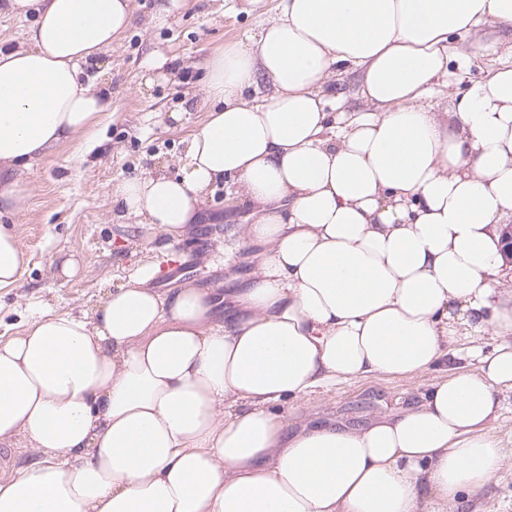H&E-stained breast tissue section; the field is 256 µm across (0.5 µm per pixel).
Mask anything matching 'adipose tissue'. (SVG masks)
Wrapping results in <instances>:
<instances>
[{"label": "adipose tissue", "instance_id": "1", "mask_svg": "<svg viewBox=\"0 0 512 512\" xmlns=\"http://www.w3.org/2000/svg\"><path fill=\"white\" fill-rule=\"evenodd\" d=\"M35 14L0 50V216L32 163L89 130L111 102L85 68L132 19L131 0H0ZM512 28V0H280L255 46L213 57L212 103L178 171L117 183L123 217L183 239L225 184L255 207L262 250L226 294L131 274L88 315L26 308L0 340V512H456L507 454L491 424L512 388V343L472 349L459 329L512 334L496 276L512 222V67L429 102L468 54ZM361 75L362 112L325 88ZM268 81L271 94L248 101ZM26 266L0 223V289ZM441 376L366 426L288 424L296 401L371 377Z\"/></svg>", "mask_w": 512, "mask_h": 512}]
</instances>
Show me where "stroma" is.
Segmentation results:
<instances>
[{"mask_svg": "<svg viewBox=\"0 0 512 512\" xmlns=\"http://www.w3.org/2000/svg\"><path fill=\"white\" fill-rule=\"evenodd\" d=\"M132 5L129 27L102 53L101 65L89 68L97 88L112 95L111 112L96 126L100 146L90 156L75 139L34 163L23 209L4 218L29 263L19 287L0 290L2 337L23 331L27 303L47 299L60 315L93 310L145 263L157 269L150 285L161 291L189 280L231 288L256 263L257 247L218 250L225 234L252 212L251 206L229 200L226 189L217 188L195 232L163 249L150 228L124 227L113 217L111 188L145 168L175 172L190 135L207 118L202 90L207 63L228 46L257 42L264 18L276 13L279 0H264L259 9L250 0H132ZM154 53L173 67L166 79L149 84L145 61ZM68 257L77 262V274H53ZM186 259L191 273L170 271L171 263ZM436 377L432 371L413 379L348 382L307 398L290 421L296 426L328 419L364 424L395 410L397 397H416Z\"/></svg>", "mask_w": 512, "mask_h": 512, "instance_id": "1", "label": "stroma"}]
</instances>
